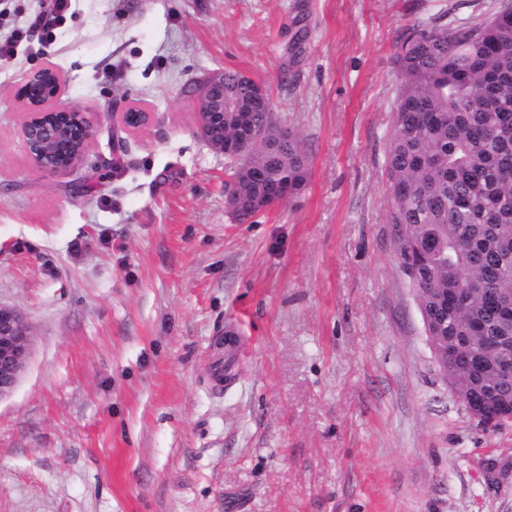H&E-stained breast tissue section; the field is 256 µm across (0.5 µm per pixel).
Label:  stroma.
I'll use <instances>...</instances> for the list:
<instances>
[{"label": "stroma", "mask_w": 512, "mask_h": 512, "mask_svg": "<svg viewBox=\"0 0 512 512\" xmlns=\"http://www.w3.org/2000/svg\"><path fill=\"white\" fill-rule=\"evenodd\" d=\"M503 2L77 0L48 40L45 0H0V41L27 34L0 58V305L32 334L0 398V512H512V426L438 372L386 170L401 37ZM49 63L65 103L114 115L51 174L16 98ZM224 70L310 158L253 224L194 124Z\"/></svg>", "instance_id": "obj_1"}]
</instances>
